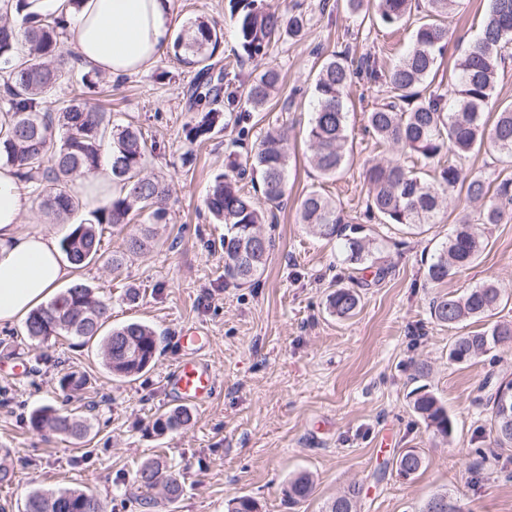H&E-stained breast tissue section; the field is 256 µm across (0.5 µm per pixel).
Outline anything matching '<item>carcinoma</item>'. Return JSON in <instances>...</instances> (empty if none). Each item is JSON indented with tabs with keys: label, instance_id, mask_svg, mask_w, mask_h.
Listing matches in <instances>:
<instances>
[{
	"label": "carcinoma",
	"instance_id": "cac0c4a2",
	"mask_svg": "<svg viewBox=\"0 0 512 512\" xmlns=\"http://www.w3.org/2000/svg\"><path fill=\"white\" fill-rule=\"evenodd\" d=\"M42 0H0V10L14 14L20 24L0 25V162L18 167L22 181L34 184L40 208L56 220L77 213L80 201L71 185L92 173L107 160L112 180L119 192L112 200L72 225L62 239L61 249L77 270L99 260L112 269L121 268L127 253H138L154 243L155 226L169 220L168 185L143 175L148 147L141 132L130 126L115 125L111 115L75 97L58 110L46 106L47 98L62 85H97L90 73H82L78 62L64 49L68 33L63 5L44 8ZM456 0H428V13L418 18L412 44L395 64L385 67L375 60L354 63L345 52H332L318 66L314 81V112L307 129L313 148V167L324 178L341 171L350 152L347 135V97L351 68L357 67L371 84L390 89V100L367 113L368 131L376 143L390 146L396 155L368 163L364 180L368 185L365 208L367 220L398 226L413 234L427 224L443 223V203L447 194L465 192L470 202H483L478 221L499 224L512 217V177L491 186L469 174L462 160L476 148L490 146L499 161L512 167V103L502 107L492 103L499 64L512 46V0H490L481 32L455 64V78L443 86L435 82L448 40L447 28L438 17L448 14ZM380 22L395 26L411 15L412 0H374ZM237 40L243 54L252 59L266 53L272 42L286 33L304 34L307 19L301 12L283 23L281 16L259 7L255 0H241L232 15ZM221 30L216 22L198 20L191 38L179 35L173 43L175 57L195 68L187 90L189 111L196 114L188 127L192 141L204 142L215 128L223 100L236 104L242 112H259L269 103L280 82L275 69L259 73L244 97H237L224 82L225 69L214 72V53ZM494 109L493 123L485 117ZM448 163H443V157ZM250 165L262 173V200L247 195L237 179L226 174L215 177L206 198L211 217L225 226L220 240L224 251V276L236 282H249L263 273L274 247L271 238L258 226L273 222L288 191V136L282 127H270ZM437 162V176L429 182L417 164ZM145 217L139 231L124 238L125 251L105 256L102 251L104 225L123 227L132 215ZM299 222L316 236L339 240L345 261L351 265L349 279L362 284L367 271L373 281L385 276L375 239L360 235L358 227L344 222L336 200L318 189L302 197ZM484 248V239L467 216L458 218L439 252L427 267V278L441 284L458 271L471 266ZM502 290L489 282L461 296L440 297L432 302L431 317L442 325L453 326L467 319L494 315L503 303ZM359 297L353 288H338L328 298L329 312L342 319L354 315ZM109 304L95 296L94 289L75 282L57 296L29 311L25 318L26 336L39 343L55 336H71L83 344L97 340L103 349V364L112 375L135 377L154 364L160 334L151 326L130 321L102 333ZM504 343H512V322H496L482 331H470L453 338L448 357L465 363L485 355ZM88 385L85 374L71 371L59 380L64 392H80ZM512 391V378L497 380L487 397L491 404L490 434L495 448L512 447V395L508 408L499 398L502 387ZM413 410L433 429L446 437L451 431L448 413L438 398L420 386L412 391ZM192 419V412L178 406L159 415L153 430L163 435L177 430ZM31 425L48 428L73 440H83L87 423L69 412L50 406L35 409ZM420 454L403 453L396 461L399 474L409 476L422 466ZM160 479L157 461L143 464L137 476L145 505L156 504L151 495ZM313 492V480L306 473L291 479L288 498L299 502ZM359 490L351 488L331 500L326 512H354ZM22 512H107L105 503L92 491L80 488L35 489L26 498ZM421 512H461L448 492L432 494Z\"/></svg>",
	"mask_w": 512,
	"mask_h": 512
}]
</instances>
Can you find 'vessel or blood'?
Listing matches in <instances>:
<instances>
[{
	"label": "vessel or blood",
	"mask_w": 512,
	"mask_h": 512,
	"mask_svg": "<svg viewBox=\"0 0 512 512\" xmlns=\"http://www.w3.org/2000/svg\"><path fill=\"white\" fill-rule=\"evenodd\" d=\"M178 342L186 357L178 362L169 375L168 389L177 400L197 405L206 404L217 390L214 370L198 357L208 339L198 329L189 327L183 329Z\"/></svg>",
	"instance_id": "1"
}]
</instances>
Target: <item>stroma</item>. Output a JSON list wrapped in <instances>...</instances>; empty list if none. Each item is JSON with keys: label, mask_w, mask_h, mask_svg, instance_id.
Listing matches in <instances>:
<instances>
[{"label": "stroma", "mask_w": 512, "mask_h": 512, "mask_svg": "<svg viewBox=\"0 0 512 512\" xmlns=\"http://www.w3.org/2000/svg\"><path fill=\"white\" fill-rule=\"evenodd\" d=\"M263 6L283 16L301 7L307 31L245 61L229 0H172L177 32L186 33L198 19L221 27L216 54L230 62L238 92L266 69L281 77L278 96L263 111L225 113L205 144L186 137L194 115L184 94L195 70L173 52L119 80L101 76L103 92L95 101L114 123L138 128L151 145L145 172L171 188L170 222L149 250L126 256L120 270L98 262L74 278L108 299L111 325L140 320L161 333L160 352L150 369L125 379L106 373L98 344L79 346L64 336L38 343L20 324L0 327V458L12 470L11 481L0 484V512H18L33 489L75 487L95 491L110 512H144L135 496L136 474L151 460L183 486L177 502L159 500L152 512H227L243 495L255 498L260 512H324L351 486L360 490L357 512H419L441 491L464 512H512V448L489 460L478 454L490 445L491 417L480 388L490 375L512 373V348L451 362L453 338L487 323L448 327L430 316L434 297L494 282L510 296L495 318L512 322V218L488 226L487 246L472 266L444 284H430L427 266L447 241L448 224L415 235L361 221L368 194L363 166L389 155L365 130L383 91L354 78L347 99L353 151L336 178L319 177L306 139L318 55L345 51L356 61L392 64L411 41L414 19L394 28L376 25L348 12L344 0H263ZM488 8L489 0H457L443 16L449 35L441 76H454ZM273 125L288 130V199L274 223L261 227L275 243L264 272L237 287L224 279V227L210 217L204 199L229 158L245 163ZM313 187L335 198L346 221L363 224L384 259V279L358 287L360 306L349 319L327 309L328 295L350 284L342 249L298 222L300 199ZM131 288L137 292L132 301L126 297ZM191 326L209 338L201 357L216 373L217 391L193 407L189 426L159 435L154 419L175 406L164 379L183 356L178 336ZM21 363L36 366V373L15 377ZM420 364L426 367L421 377ZM72 370L84 372L90 384L69 395L58 381ZM421 385L445 407L448 438L434 435L414 412L411 392ZM41 406L86 419L85 441L77 445L33 429L30 413ZM409 448L420 451L423 464L404 477L396 461ZM302 471L314 489L294 503L288 483Z\"/></svg>", "instance_id": "1"}]
</instances>
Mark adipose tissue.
I'll return each instance as SVG.
<instances>
[{
	"mask_svg": "<svg viewBox=\"0 0 512 512\" xmlns=\"http://www.w3.org/2000/svg\"><path fill=\"white\" fill-rule=\"evenodd\" d=\"M171 3L81 0L70 17L71 43L86 67L115 76L145 70L171 46ZM29 207L16 167L0 164V326L23 318L72 277L52 236L21 231Z\"/></svg>",
	"mask_w": 512,
	"mask_h": 512,
	"instance_id": "adipose-tissue-1",
	"label": "adipose tissue"
}]
</instances>
